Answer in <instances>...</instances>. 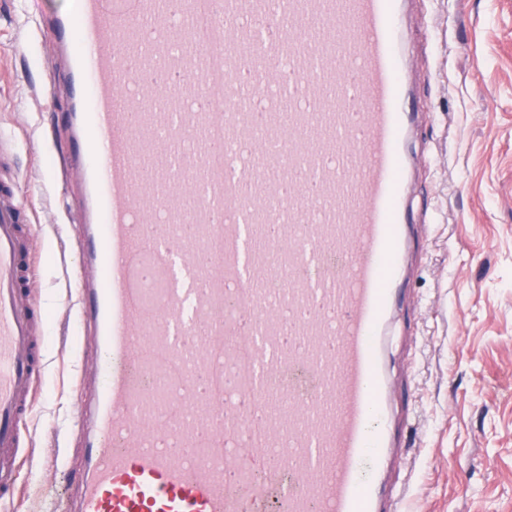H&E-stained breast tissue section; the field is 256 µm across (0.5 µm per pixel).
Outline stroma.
<instances>
[{"label":"stroma","mask_w":512,"mask_h":512,"mask_svg":"<svg viewBox=\"0 0 512 512\" xmlns=\"http://www.w3.org/2000/svg\"><path fill=\"white\" fill-rule=\"evenodd\" d=\"M29 0H0V132L11 133L17 196L37 227L32 301L49 309L48 375L29 424L16 512L66 502L84 473L72 388L74 183L52 164L71 152L64 86L43 90L51 41ZM419 164L412 194L418 248L393 317L389 360L404 381L399 417L418 427L410 466L391 485L418 492L410 512H512V0H412Z\"/></svg>","instance_id":"35a3bbf8"}]
</instances>
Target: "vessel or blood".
Returning <instances> with one entry per match:
<instances>
[{
	"instance_id": "obj_1",
	"label": "vessel or blood",
	"mask_w": 512,
	"mask_h": 512,
	"mask_svg": "<svg viewBox=\"0 0 512 512\" xmlns=\"http://www.w3.org/2000/svg\"><path fill=\"white\" fill-rule=\"evenodd\" d=\"M405 0H71L48 21L81 187L67 512H406L385 337L416 126ZM224 97L225 113L211 111ZM0 136V512L46 376Z\"/></svg>"
}]
</instances>
